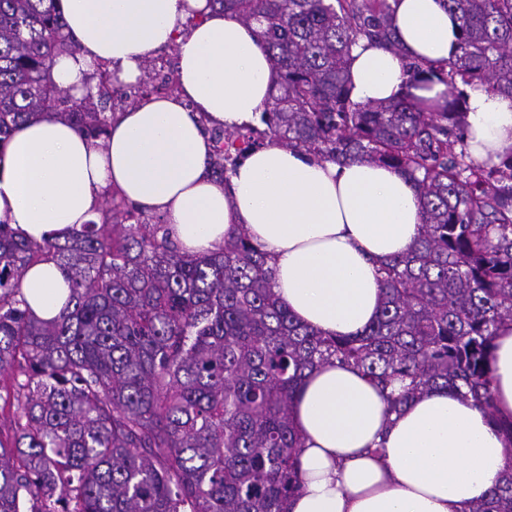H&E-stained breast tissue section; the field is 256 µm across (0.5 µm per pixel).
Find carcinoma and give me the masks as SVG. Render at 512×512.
Here are the masks:
<instances>
[{"label":"carcinoma","mask_w":512,"mask_h":512,"mask_svg":"<svg viewBox=\"0 0 512 512\" xmlns=\"http://www.w3.org/2000/svg\"><path fill=\"white\" fill-rule=\"evenodd\" d=\"M459 20L446 66L409 64L445 103L351 99L348 63L365 38L399 53L390 0H208L259 27L279 72L259 125L206 130L207 173L228 172L264 142L344 164L409 172L422 231L380 267L377 319L349 336L294 320L274 293L260 247L242 230L207 256L186 255L167 225L109 195L100 222L42 241L0 222V375L20 412L0 429V512H285L299 489L293 427L305 372L331 362L409 398L446 388L488 411L508 440L507 469L470 512H512V419L494 414L491 350L512 322V149L475 162L465 98L482 85L512 96V0H443ZM61 0H0V156L13 133L51 112L96 142L116 112L179 80L116 85L100 68L75 99L52 79L72 51ZM53 261L70 293L37 318L21 289L30 267Z\"/></svg>","instance_id":"carcinoma-1"}]
</instances>
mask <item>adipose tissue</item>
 Masks as SVG:
<instances>
[{"label":"adipose tissue","instance_id":"ef3b65f1","mask_svg":"<svg viewBox=\"0 0 512 512\" xmlns=\"http://www.w3.org/2000/svg\"><path fill=\"white\" fill-rule=\"evenodd\" d=\"M401 53L360 41L349 64L361 104L404 93L406 60L437 66L453 53L458 22L443 0H391ZM207 0H62L77 49L53 60L57 86L81 97L108 66L134 84L148 54L179 45V92L122 113L105 141L45 116L21 127L0 159V222L35 241L95 220L109 190L163 216L181 251L202 256L245 230L275 271L274 292L295 319L325 336L373 322L382 292L378 268L407 253L420 235L414 186L396 168L356 160L339 165L269 145L250 153L228 184L206 173L212 144L200 119L233 129L253 123L276 80L256 25ZM202 18L184 32L192 13ZM467 144L481 164L512 147V97L468 88ZM22 291L33 313L59 314L68 284L52 263L27 270ZM494 403L512 417V323L502 324L491 363ZM400 385L383 391L336 363L312 371L292 417L303 448L300 490L288 512H468L502 479L505 438L473 401L445 390L391 408Z\"/></svg>","mask_w":512,"mask_h":512}]
</instances>
